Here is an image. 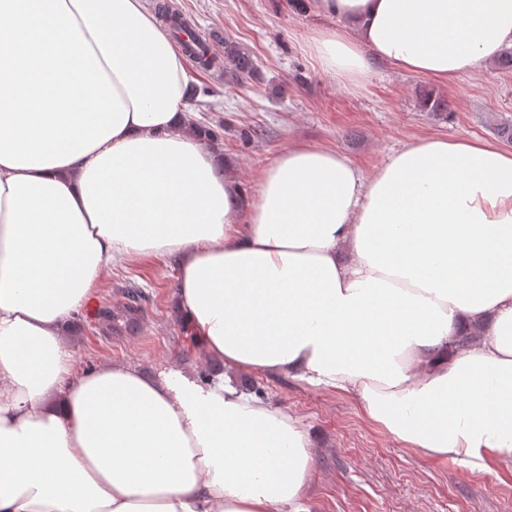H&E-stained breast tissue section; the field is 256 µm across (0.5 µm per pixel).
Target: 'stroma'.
Listing matches in <instances>:
<instances>
[{
  "label": "stroma",
  "mask_w": 512,
  "mask_h": 512,
  "mask_svg": "<svg viewBox=\"0 0 512 512\" xmlns=\"http://www.w3.org/2000/svg\"><path fill=\"white\" fill-rule=\"evenodd\" d=\"M215 55L225 41L248 48L255 76L233 80L188 62L198 90L193 122L222 129L214 147L244 199L259 187L262 171L288 146L309 143L336 150L372 175L383 160L423 136L467 138L511 149L498 130L512 126V69L487 62L449 85L405 74L385 63L354 89L322 70L308 49L326 19L294 0H175ZM447 100L432 112L424 94ZM176 270L163 258L118 264L99 293L73 313V367L83 371L105 359L155 375L181 369L219 382L221 362L194 345L172 301ZM140 293L138 329L108 333L98 318L120 306L128 290ZM248 394L287 408L309 433L314 455L306 490L310 512H512V464L470 471L452 460L429 459L371 423L344 394L263 374L244 377Z\"/></svg>",
  "instance_id": "35a3bbf8"
}]
</instances>
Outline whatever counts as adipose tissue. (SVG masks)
I'll return each mask as SVG.
<instances>
[{
  "instance_id": "adipose-tissue-1",
  "label": "adipose tissue",
  "mask_w": 512,
  "mask_h": 512,
  "mask_svg": "<svg viewBox=\"0 0 512 512\" xmlns=\"http://www.w3.org/2000/svg\"><path fill=\"white\" fill-rule=\"evenodd\" d=\"M304 8L353 88L376 60L446 85L512 44V0ZM0 57V512H309V434L242 373L341 392L422 456L512 463L511 150L425 136L368 176L293 144L244 203L144 0H0ZM145 256L174 261L222 381L74 371L68 319Z\"/></svg>"
}]
</instances>
